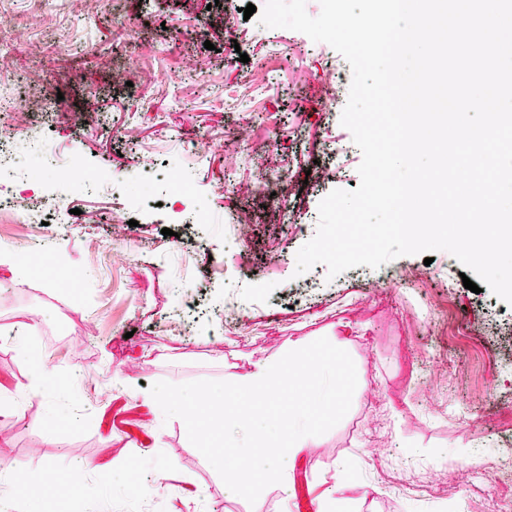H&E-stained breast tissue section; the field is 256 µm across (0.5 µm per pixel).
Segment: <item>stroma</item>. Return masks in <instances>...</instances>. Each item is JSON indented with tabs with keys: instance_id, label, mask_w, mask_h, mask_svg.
Returning a JSON list of instances; mask_svg holds the SVG:
<instances>
[{
	"instance_id": "35a3bbf8",
	"label": "stroma",
	"mask_w": 512,
	"mask_h": 512,
	"mask_svg": "<svg viewBox=\"0 0 512 512\" xmlns=\"http://www.w3.org/2000/svg\"><path fill=\"white\" fill-rule=\"evenodd\" d=\"M263 3L0 0V44L16 68L0 96L23 104L36 93L56 105L17 125L20 166L8 189L25 201L23 183L34 179L56 188L58 204L46 226L0 216V251L21 271L0 281V378L9 381L0 386V512H281L298 484L319 497L341 463L358 512H447L452 500L489 512L512 500V470L499 454L512 448V305L465 289L462 265L443 250L429 264L406 255L333 279L322 264L296 275L320 201L358 187L362 154L353 149L348 168L332 164L327 145L352 136L319 117L328 53L303 33L244 19L243 7ZM127 65L136 71L130 86L112 76ZM172 72L182 81L164 82ZM90 95L101 107L94 126L76 120ZM258 145L303 184L279 222L265 198L240 191ZM47 150L56 164L76 153L118 175L123 191L59 183L42 162ZM174 165L210 223H177L179 205L155 193ZM127 193L153 202L137 226L117 229L112 209ZM241 209L252 221L235 246L225 226ZM405 268L421 270L423 282L401 280ZM231 289L242 304L236 322L224 319ZM29 316L36 327L15 333ZM322 337L355 363L349 412L315 437L288 485L268 486L253 504L227 495L149 385L229 382L254 361ZM42 369L52 378L33 389ZM116 401L140 411L138 431H101L100 415ZM470 455L481 466L468 465ZM90 460L109 477L84 470ZM49 463L82 469L80 482L63 496L22 494L16 473ZM131 485L148 490L146 504L127 499Z\"/></svg>"
}]
</instances>
